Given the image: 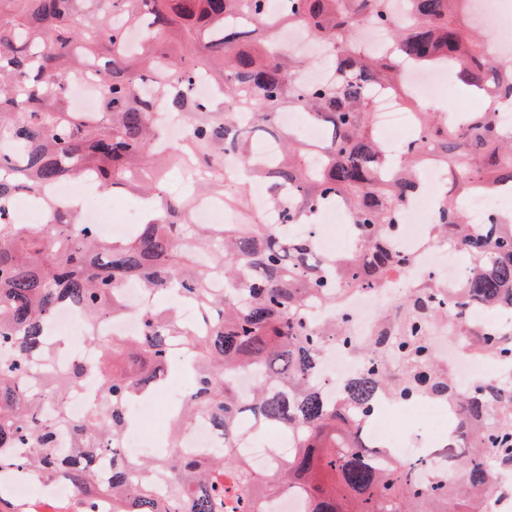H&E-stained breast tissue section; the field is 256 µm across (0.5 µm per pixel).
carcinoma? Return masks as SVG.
Returning <instances> with one entry per match:
<instances>
[{
    "mask_svg": "<svg viewBox=\"0 0 512 512\" xmlns=\"http://www.w3.org/2000/svg\"><path fill=\"white\" fill-rule=\"evenodd\" d=\"M272 0H0V483L23 474L34 484L65 481L97 512L104 497L112 512H258L262 499L291 489L304 492L306 512H484L497 493L493 466L512 468V390L479 384L459 389L423 344L425 320L439 314L431 293L419 290L388 320L396 335L366 343L373 361L327 396L317 379L321 354L336 341L348 345L344 318L318 323L309 308H336L339 291L375 288L401 269L405 258L389 236L405 205L419 191V171L444 168L452 188L437 208L432 238L464 247L474 267L467 300L497 310L512 302V221L498 212L484 224L467 221L462 197L512 185V135L495 112H474L455 122L417 112V131L403 157L378 139L372 91L399 84L409 65H443L481 94L512 99V70L494 63L485 44L473 41L450 15L455 0H403L410 17L399 23L393 0H287L280 17ZM369 18L392 37V51L371 55L354 46V32ZM271 31L298 26L323 47L332 82L301 86L302 61L271 39H244L241 23ZM210 38L198 47L195 35ZM97 72L96 112L69 104L71 76ZM205 73L220 98L191 93ZM151 82L169 98L188 136L159 146ZM301 108L333 128L324 145L275 140V152L254 150L251 134L277 125L284 105ZM233 156L244 170L229 172ZM483 170H473L476 159ZM185 168L196 194L166 196L167 170ZM85 170L101 192L130 189L143 204L141 222L118 240H105L95 224L81 222L73 202L41 198L45 187ZM253 175L267 183L281 224L254 215L244 224H195L197 196L207 195L248 211L247 193L230 184ZM30 196L44 223H16L17 197ZM347 209L359 243L346 256H320L305 231L322 208ZM224 278V290L210 288ZM139 281L149 302L135 336H101L97 324L126 312L121 288ZM172 294L200 310L192 324ZM75 306L87 318L94 362H78L61 375L32 373V362L51 357L50 318ZM472 346L512 362V336H499L460 317ZM396 344L411 367L393 376L383 351ZM189 366L195 383L174 420L170 447L184 430L207 418L224 433V445L203 456L158 454L129 459L121 437L134 418L130 406L155 389L173 360ZM253 376L243 396L237 374ZM103 382V398L80 418L66 398L88 375ZM383 390L400 398L420 391L459 410L457 433L469 434L491 406L493 424L469 449L455 474L431 463L383 458L365 447L362 430ZM279 428L290 452L274 453L259 472L236 452L242 432ZM468 496L460 499V485Z\"/></svg>",
    "mask_w": 512,
    "mask_h": 512,
    "instance_id": "1",
    "label": "carcinoma"
}]
</instances>
